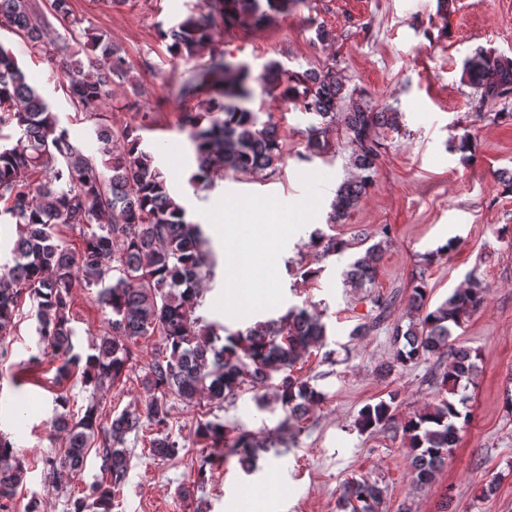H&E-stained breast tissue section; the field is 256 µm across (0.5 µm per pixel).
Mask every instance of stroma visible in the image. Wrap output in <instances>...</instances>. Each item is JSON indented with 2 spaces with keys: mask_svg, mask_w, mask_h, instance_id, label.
<instances>
[{
  "mask_svg": "<svg viewBox=\"0 0 512 512\" xmlns=\"http://www.w3.org/2000/svg\"><path fill=\"white\" fill-rule=\"evenodd\" d=\"M73 16L84 28L111 37L125 52L133 75L145 90L134 97L129 85L112 88L113 107L107 118L117 127L134 126L143 146L156 152L174 193H184L193 171L187 134L179 125L180 103L169 95L173 76L187 74L191 63L173 61L158 36L199 0H127L108 6L104 0H70ZM331 32V43L317 40V29ZM226 55L261 73L271 61L302 71L335 65L346 93L363 95L374 109L399 113V130L382 129L381 159L373 185L347 223L328 226L327 216L341 182L357 177L351 149L342 130L332 132V153L305 158L306 115L291 104L256 93L254 109L273 113L286 144V156L276 173L226 174L216 187L190 197L188 218L203 224L218 259L215 276L203 291L200 315L236 330L284 313L294 305H315L328 329V344L337 351L335 364L312 353L294 374L312 378L327 400L307 421L296 447L288 455L265 462L261 472L248 475L236 459L216 466L204 489L194 485V469L203 450L193 426L199 415L218 417L264 437H276L282 410L261 412L252 392L216 407L209 402L189 407L176 404L170 430L185 440L180 459L157 461L142 438L128 435L131 451L127 482L113 512H339L343 482L371 476L386 489L387 512H512V186L498 174L512 170V96L479 103L475 90L463 82L464 61L476 48L512 57V0H453L440 13L437 0H302L287 17L260 29L232 30L218 37ZM0 45L12 51L31 84L88 151L96 143L90 123L67 101L64 77L46 59L32 56L25 44L0 29ZM502 120H494V113ZM470 137L468 156L450 153L448 145ZM246 201L268 205L289 219V232L277 235L270 248L283 277L274 287L272 304L247 309L230 297L223 259L230 247L216 231L223 207ZM391 235L380 263L381 294H398L391 321H406L404 303L410 281L425 272L430 305H438L461 288L469 274L489 286L480 309L460 331L459 342L479 352L481 373L469 387L471 421L458 436L447 464L435 481L416 485L404 457L401 435L361 434L351 425L362 406L398 392L397 418L403 419L434 403L433 376L441 362L422 361L380 378L379 364L390 361L394 348L386 327L351 338V331L368 321L372 305L365 291L343 287L346 257L310 261L303 277L295 259L316 229H331L350 241L376 236L381 227ZM450 252H443L447 241ZM73 342L89 352L108 333L107 316L95 289L75 282L72 290ZM33 304L22 298L14 327L0 335V432L8 434L25 463L27 474L15 494L0 503V512H26L38 497L41 512H67L66 497L44 478L42 458L63 448L65 439L51 430L54 399L67 394L71 412L89 401L106 413L142 409L144 366L156 338L139 339L136 358L123 383L91 393L75 378L57 380L58 359L38 350ZM39 364L29 365L31 353ZM493 495H484L488 484Z\"/></svg>",
  "mask_w": 512,
  "mask_h": 512,
  "instance_id": "stroma-1",
  "label": "stroma"
}]
</instances>
